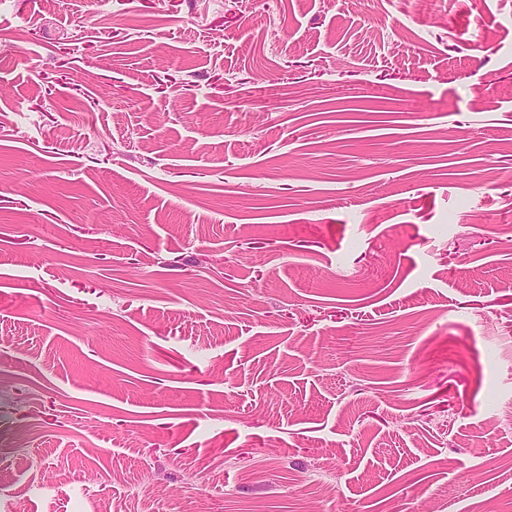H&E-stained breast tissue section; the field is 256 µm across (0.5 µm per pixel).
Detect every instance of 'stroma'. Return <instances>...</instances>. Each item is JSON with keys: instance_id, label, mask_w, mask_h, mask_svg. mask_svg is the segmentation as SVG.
Returning <instances> with one entry per match:
<instances>
[{"instance_id": "obj_1", "label": "stroma", "mask_w": 512, "mask_h": 512, "mask_svg": "<svg viewBox=\"0 0 512 512\" xmlns=\"http://www.w3.org/2000/svg\"><path fill=\"white\" fill-rule=\"evenodd\" d=\"M35 471L512 512V0H0V512Z\"/></svg>"}]
</instances>
